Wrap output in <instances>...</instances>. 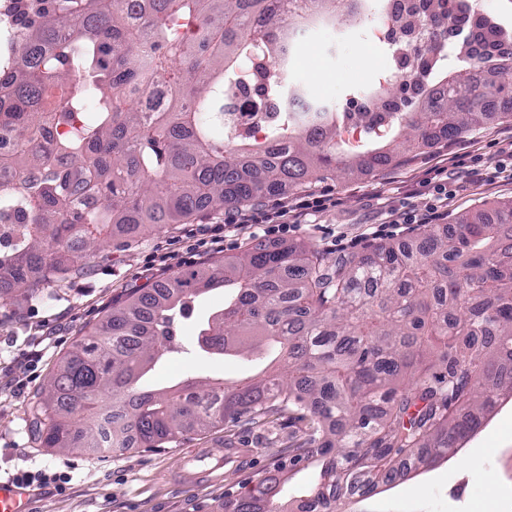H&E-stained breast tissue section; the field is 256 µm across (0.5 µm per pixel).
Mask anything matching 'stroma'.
Returning a JSON list of instances; mask_svg holds the SVG:
<instances>
[{
  "mask_svg": "<svg viewBox=\"0 0 512 512\" xmlns=\"http://www.w3.org/2000/svg\"><path fill=\"white\" fill-rule=\"evenodd\" d=\"M394 71L401 85L397 97H410L409 111L421 95H406L409 65L392 66L384 43L354 33L338 42L320 35L318 42L297 46L293 83L317 87L335 111L354 112L349 86H366L385 71ZM512 115L501 114L454 140H436L398 154L391 162L352 179L325 175L290 198L326 195L335 207L306 216L295 225L288 242L312 246L327 260L340 251L338 240L361 237L385 221L389 209L424 211L433 197L427 183L449 157L461 159L457 172H490L512 168ZM512 197V181L496 179L457 191L443 208L442 221L454 223L466 211L487 210ZM224 221L223 211H205L183 224H161L137 238L112 246L105 263H88L75 278L45 286L34 298L0 299V480L20 470L67 471L65 491L40 485L42 512H222L225 497H236L268 472L287 463L289 449L304 443L307 419L290 409L263 417L228 419L224 424L166 442L158 448H127L117 455L95 456L44 447L33 433L32 412L59 363L101 317L121 305L136 289L177 277L180 271L207 266L213 260L240 254L261 242L263 232L214 238L210 227ZM224 305L217 288L195 299L190 317L175 323L177 352L151 375L162 388L190 377L220 376L237 383L256 377L263 365L238 356H206L196 347L198 326ZM193 448H220L223 465L215 482L188 492L172 475ZM342 512H512V399L500 402L481 429L448 459L420 469L408 481L379 486L365 497L344 500Z\"/></svg>",
  "mask_w": 512,
  "mask_h": 512,
  "instance_id": "1",
  "label": "stroma"
}]
</instances>
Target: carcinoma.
Masks as SVG:
<instances>
[{
	"label": "carcinoma",
	"instance_id": "carcinoma-1",
	"mask_svg": "<svg viewBox=\"0 0 512 512\" xmlns=\"http://www.w3.org/2000/svg\"><path fill=\"white\" fill-rule=\"evenodd\" d=\"M154 0L138 17L113 0H25L18 64L0 73L14 107L0 111L25 138L10 159L41 171L20 196L0 298L33 297L53 280L111 258L117 236L164 221L297 188L322 172L352 177L438 134L485 124L491 105L512 103L493 31L473 36L468 67L445 81L428 112H397L351 146L342 112L290 110L265 140L246 143L224 125V99L252 62L271 63L260 94L270 108L295 103L288 84L291 21L352 19L365 0ZM376 106L392 77L360 90ZM93 111L95 123L50 144L37 133ZM96 194L87 210L81 197ZM231 289L198 336L200 350L244 358L277 353V372L249 382L191 378L144 390L139 381L175 351L176 317L194 298ZM116 412L112 437L155 448L228 418L297 408L310 424L289 465L315 460L319 479L286 499L275 475L224 498V512H340L341 498L374 492L455 454L498 400L512 397V199L430 225L416 247L379 243L327 266L304 243L255 244L152 289H137L76 341L36 405L33 431L46 448L99 447L102 396Z\"/></svg>",
	"mask_w": 512,
	"mask_h": 512
}]
</instances>
